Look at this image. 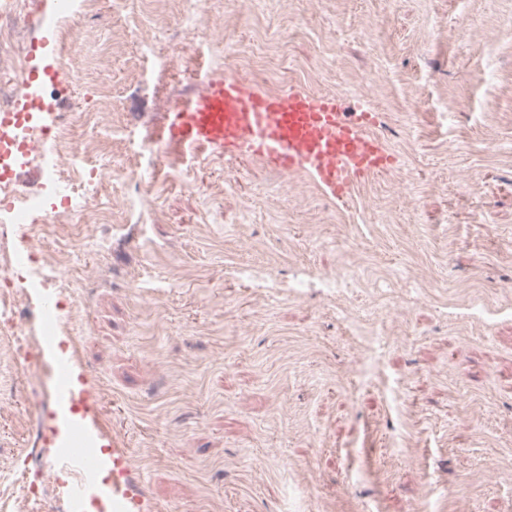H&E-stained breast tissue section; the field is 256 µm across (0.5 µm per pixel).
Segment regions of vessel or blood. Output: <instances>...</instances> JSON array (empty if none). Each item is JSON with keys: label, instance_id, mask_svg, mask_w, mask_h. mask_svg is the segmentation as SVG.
Returning a JSON list of instances; mask_svg holds the SVG:
<instances>
[{"label": "vessel or blood", "instance_id": "obj_1", "mask_svg": "<svg viewBox=\"0 0 512 512\" xmlns=\"http://www.w3.org/2000/svg\"><path fill=\"white\" fill-rule=\"evenodd\" d=\"M56 79L52 72H34L16 112L0 115L1 150L13 149L25 118L45 112L41 86ZM372 125L369 113L350 111L333 95L271 91L245 78L208 75L200 92L172 103L162 138L191 153L249 155L283 174L304 173L325 196L344 201L393 161ZM70 435L57 455L59 467L93 473L98 459L84 444L83 424H73ZM127 454L112 451V497L123 501L125 512H149Z\"/></svg>", "mask_w": 512, "mask_h": 512}]
</instances>
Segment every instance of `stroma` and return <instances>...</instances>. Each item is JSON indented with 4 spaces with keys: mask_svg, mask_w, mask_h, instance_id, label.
<instances>
[{
    "mask_svg": "<svg viewBox=\"0 0 512 512\" xmlns=\"http://www.w3.org/2000/svg\"><path fill=\"white\" fill-rule=\"evenodd\" d=\"M193 8L96 0L64 63L42 0L32 66L144 185L107 189L113 237L134 202L148 218L120 248L90 224L40 240L62 310L104 286L60 319L64 361L0 354V512L40 490L31 425L63 446L62 363L97 399L72 409L88 447L128 449L153 512H512V0H207L175 26ZM200 65L369 106L392 167L344 205L255 157H184L159 135ZM299 268L356 286L295 296ZM42 263L33 268L31 273L32 276L45 278L49 277L48 284L54 282L57 288H61L59 283L62 282V278L65 274V261L62 255L51 254L47 250H42Z\"/></svg>",
    "mask_w": 512,
    "mask_h": 512,
    "instance_id": "35a3bbf8",
    "label": "stroma"
}]
</instances>
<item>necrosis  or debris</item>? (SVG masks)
<instances>
[{"label": "necrosis or debris", "mask_w": 512, "mask_h": 512, "mask_svg": "<svg viewBox=\"0 0 512 512\" xmlns=\"http://www.w3.org/2000/svg\"><path fill=\"white\" fill-rule=\"evenodd\" d=\"M33 2L0 0V114L14 110L17 96L29 77L27 62L32 55V38L27 24ZM79 120V114L68 101H59L51 125L34 120L24 123L18 132L19 137L36 143V151L0 155V239L12 244L10 250L0 253V335L10 337L6 352L20 366L30 362L33 340L20 336L16 316L26 306L25 294L23 288L8 282L9 273L29 257L30 244L41 237L43 229L73 222L75 216L94 217L97 233L111 237L112 215L99 207L97 199L112 177L128 176L121 165L110 173L96 166L77 173V166L94 150L92 142L72 138ZM21 162L37 163L49 170L53 192L66 194L63 209L45 212L43 191L24 195L17 192L10 172Z\"/></svg>", "instance_id": "1"}]
</instances>
